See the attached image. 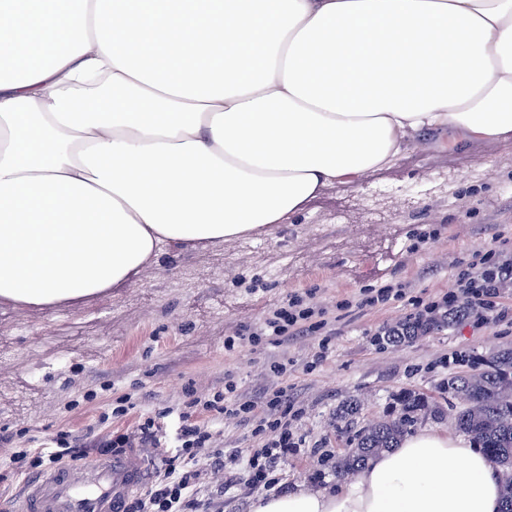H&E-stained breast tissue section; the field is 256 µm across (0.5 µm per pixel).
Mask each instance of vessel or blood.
Here are the masks:
<instances>
[{
	"instance_id": "1",
	"label": "vessel or blood",
	"mask_w": 512,
	"mask_h": 512,
	"mask_svg": "<svg viewBox=\"0 0 512 512\" xmlns=\"http://www.w3.org/2000/svg\"><path fill=\"white\" fill-rule=\"evenodd\" d=\"M150 463L136 452L84 460L30 481L12 512H122Z\"/></svg>"
}]
</instances>
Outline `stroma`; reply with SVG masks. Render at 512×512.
Returning a JSON list of instances; mask_svg holds the SVG:
<instances>
[{
    "mask_svg": "<svg viewBox=\"0 0 512 512\" xmlns=\"http://www.w3.org/2000/svg\"><path fill=\"white\" fill-rule=\"evenodd\" d=\"M447 135L424 133L399 163L361 181L325 187L304 209L266 235L204 248L173 244L133 284L54 310L0 304V432L29 430L36 443L71 431L84 444L104 432L99 415L124 395L143 408L179 401L186 389L207 396L234 373L248 392L274 385V347L226 353L224 338L256 323L290 293L318 288L335 310L360 288L411 283L431 300L450 291L476 251H512V135L468 150ZM430 231L415 253L411 235ZM395 301L353 311L335 323L328 358L312 372L307 338L283 351L294 362L288 397L299 409L291 429L302 441L278 465L287 490L336 485L315 478L323 459L348 448L337 416L357 398L356 427L399 414L398 395L440 397L459 369L458 354L485 357L512 347V321L472 329L460 321L398 346L376 344V331L407 313ZM203 493L224 489V512H251L254 489L202 464Z\"/></svg>",
    "mask_w": 512,
    "mask_h": 512,
    "instance_id": "stroma-1",
    "label": "stroma"
}]
</instances>
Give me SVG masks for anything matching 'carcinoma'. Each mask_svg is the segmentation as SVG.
I'll return each mask as SVG.
<instances>
[{
	"instance_id": "obj_1",
	"label": "carcinoma",
	"mask_w": 512,
	"mask_h": 512,
	"mask_svg": "<svg viewBox=\"0 0 512 512\" xmlns=\"http://www.w3.org/2000/svg\"><path fill=\"white\" fill-rule=\"evenodd\" d=\"M468 370L455 372L441 384L454 411L455 428L468 436L501 473V512H512V348L489 357L467 360ZM401 413L388 415L360 429L332 471L338 478L356 471L373 456L392 451L409 428L442 408L432 397L409 390L398 397Z\"/></svg>"
}]
</instances>
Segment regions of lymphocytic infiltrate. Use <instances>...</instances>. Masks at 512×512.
I'll return each instance as SVG.
<instances>
[{
	"label": "lymphocytic infiltrate",
	"instance_id": "lymphocytic-infiltrate-1",
	"mask_svg": "<svg viewBox=\"0 0 512 512\" xmlns=\"http://www.w3.org/2000/svg\"><path fill=\"white\" fill-rule=\"evenodd\" d=\"M512 288V255L490 250L476 253L465 269L458 272L454 290L426 302L413 296L407 284L385 283L360 289L351 300L337 303L336 308L364 309L403 301L410 311L404 320L393 325V332H403L415 322L429 325L447 319L449 312L466 308L475 327L505 320L500 309L503 291ZM331 318L326 309L310 297L291 294L267 312L257 323L235 335L225 337L224 349L236 352L246 348L286 345L299 337L317 341L311 361L304 371H313L327 357L332 334ZM291 412L287 388H265L253 393L242 391L233 374H226L224 384L207 398L186 391L178 404L148 411L135 429L113 432L97 439L94 449L101 456L124 453L128 448H151L158 466L146 487L129 499L124 512H208L205 501L198 497L201 460H210L214 470H222L225 459L241 466L246 482L258 489L271 491L279 484L276 470L282 457L297 450L299 443L288 430ZM239 418L251 422L259 448L247 456L225 455L215 448L225 420ZM85 449L79 439L59 433L49 447L30 450L22 448L0 456V466L11 471L49 472L63 464L83 459Z\"/></svg>",
	"mask_w": 512,
	"mask_h": 512
}]
</instances>
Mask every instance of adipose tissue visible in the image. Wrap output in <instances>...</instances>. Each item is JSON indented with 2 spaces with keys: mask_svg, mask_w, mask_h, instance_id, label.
<instances>
[{
  "mask_svg": "<svg viewBox=\"0 0 512 512\" xmlns=\"http://www.w3.org/2000/svg\"><path fill=\"white\" fill-rule=\"evenodd\" d=\"M0 303L134 282L165 247L264 234L424 131L512 133V0H0ZM106 76L111 98L73 94ZM473 442L424 427L253 512H499Z\"/></svg>",
  "mask_w": 512,
  "mask_h": 512,
  "instance_id": "ef3b65f1",
  "label": "adipose tissue"
}]
</instances>
